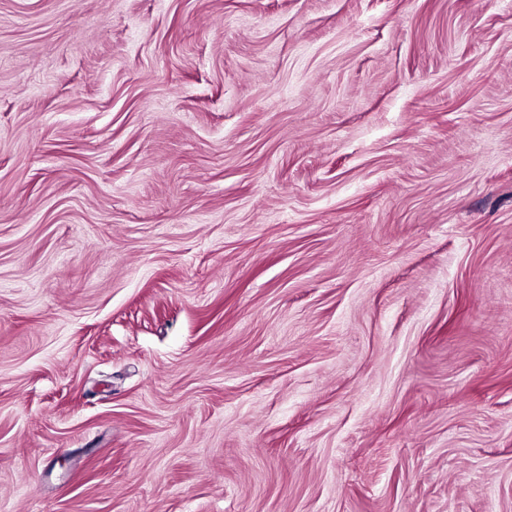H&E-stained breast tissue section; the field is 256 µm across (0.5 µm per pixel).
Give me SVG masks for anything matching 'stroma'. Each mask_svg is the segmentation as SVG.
<instances>
[{
    "instance_id": "obj_1",
    "label": "stroma",
    "mask_w": 512,
    "mask_h": 512,
    "mask_svg": "<svg viewBox=\"0 0 512 512\" xmlns=\"http://www.w3.org/2000/svg\"><path fill=\"white\" fill-rule=\"evenodd\" d=\"M0 512H512V0H0Z\"/></svg>"
}]
</instances>
